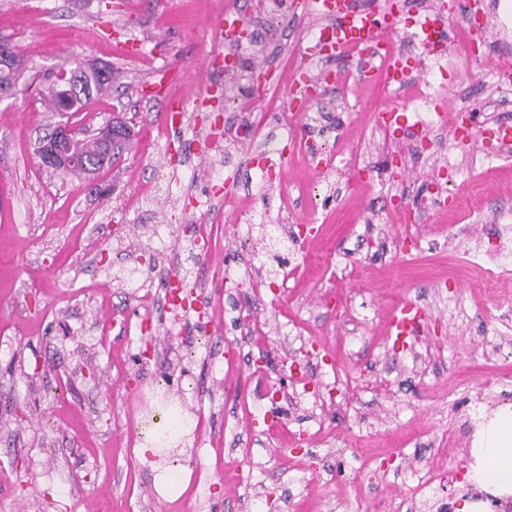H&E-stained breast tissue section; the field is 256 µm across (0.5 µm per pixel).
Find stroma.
<instances>
[{
  "label": "stroma",
  "instance_id": "obj_1",
  "mask_svg": "<svg viewBox=\"0 0 512 512\" xmlns=\"http://www.w3.org/2000/svg\"><path fill=\"white\" fill-rule=\"evenodd\" d=\"M229 2L0 0V36L37 80L0 101V502L17 512H76L79 504L85 512H371L383 495L425 512L406 469L437 458L457 471L452 501L461 504L479 432L453 403L476 394L495 366L486 328L512 337L498 311L512 306V280L477 281L466 257L484 225L512 210V152L488 161L481 143L462 149L439 130L431 153L417 156L406 135L387 142L374 122L393 95L352 81L320 89L295 125L317 148L356 147L365 172L346 184L276 137L266 149L278 152L277 164L259 183L258 150L236 132L244 77L268 63L274 93L285 98L282 58L291 54L300 68L295 51L318 26L240 0L254 41L237 50L239 74L207 79L199 65L213 56L211 21ZM128 39L141 43L143 58L121 53ZM67 59L120 74L111 94L74 122L95 130L117 117L132 131L131 148L89 185L46 169L37 153L59 120L39 86ZM167 62L183 68L187 106L172 139L157 127L160 99L146 93ZM427 79L449 107L478 110L484 126L512 121V105L468 78L463 60L432 62ZM211 135L224 137V151L204 149ZM446 157L461 167L447 182L453 205L420 208ZM158 174L167 190L148 212L138 197ZM284 184L298 200L289 214L280 209ZM239 197L265 213L247 239L236 221ZM157 221L172 231L160 257L145 233ZM268 223L312 228L284 289L273 284L283 254ZM186 224L211 225L209 259L185 251ZM451 224L468 232L449 252L436 243ZM408 234L418 248L404 246ZM133 238L144 282L199 263L189 287L210 301L201 315L210 323L206 340L196 338V312L176 319L162 304L133 299L123 281ZM228 268L252 271L230 296ZM407 301L425 307L428 330L399 350L385 320ZM239 307L255 312L258 332L236 325ZM294 363L305 376L302 395L292 390ZM164 372L182 380V412L202 420L198 442L172 469L189 473V483L169 500L154 489L156 456L140 458L132 440L139 404ZM335 378L350 386L348 404L313 405V392ZM274 404L286 409L287 428L263 423L261 409Z\"/></svg>",
  "mask_w": 512,
  "mask_h": 512
}]
</instances>
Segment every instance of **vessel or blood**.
Listing matches in <instances>:
<instances>
[{
    "mask_svg": "<svg viewBox=\"0 0 512 512\" xmlns=\"http://www.w3.org/2000/svg\"><path fill=\"white\" fill-rule=\"evenodd\" d=\"M480 2L481 0H437L432 14L423 18L407 19L401 9L402 0H385L383 7L378 10L358 8L356 0H300L306 12L324 19L325 24L309 44L298 49L302 62L308 63L309 68L293 79L289 86L292 109L297 112L306 111L316 90L334 77L330 71L311 70L313 59H346L357 46L362 48L372 62L371 67L363 72L366 79L381 78L393 84H404L414 65L409 59L393 55L389 50L390 35L398 24L420 28L424 35L422 46L426 53L441 58L447 50L444 30L449 19L455 16L471 17L475 5ZM178 72L179 68L174 64L159 68L157 94H168ZM167 109L169 115L163 119L161 127L166 135L172 136L179 132L173 115L183 111L184 105L180 99L169 96ZM378 120L385 126L402 130L412 138L419 137L422 133L421 125L407 124L396 106L379 111ZM425 319L426 312L422 307L412 302L405 303L390 314L387 334L394 337L396 342H405L408 338L421 335Z\"/></svg>",
    "mask_w": 512,
    "mask_h": 512,
    "instance_id": "obj_1",
    "label": "vessel or blood"
}]
</instances>
